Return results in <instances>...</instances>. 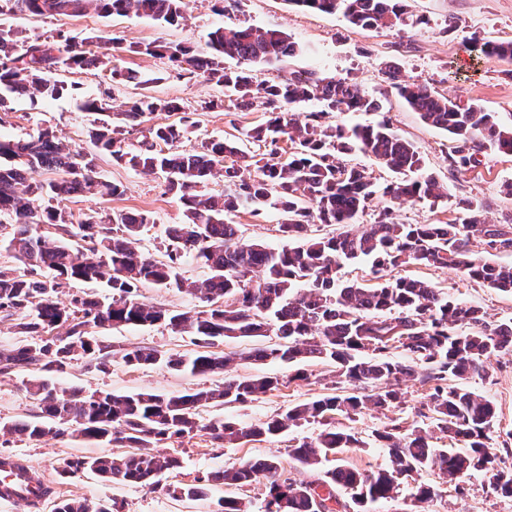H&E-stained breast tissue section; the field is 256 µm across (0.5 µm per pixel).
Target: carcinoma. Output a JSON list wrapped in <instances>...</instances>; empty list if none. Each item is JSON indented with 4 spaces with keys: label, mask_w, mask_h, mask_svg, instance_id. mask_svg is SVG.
<instances>
[{
    "label": "carcinoma",
    "mask_w": 512,
    "mask_h": 512,
    "mask_svg": "<svg viewBox=\"0 0 512 512\" xmlns=\"http://www.w3.org/2000/svg\"><path fill=\"white\" fill-rule=\"evenodd\" d=\"M305 11L340 14L363 29L406 26L405 0H285ZM90 11L103 18L134 13L154 21L178 25L186 20L185 0H0V17L26 13L43 17H78ZM118 39L105 35L80 36L58 32L53 42H26L18 31L0 22V111L7 99L27 95L55 100L69 91L55 78L59 69L81 73L103 68L112 83L132 76L112 65ZM474 51L512 65V41H474ZM297 51L295 43L277 28L219 27L204 48L189 44L149 43L135 52L166 57L188 74L224 87L228 108L242 110L259 99L268 118L247 137L268 147L258 158L241 150L231 138H204L190 150L179 145L195 123L178 121L147 128L144 148L125 149L130 129L159 112H179L173 102L141 93L127 109L110 113L102 99L82 98V112L105 114L92 130L98 154L147 174H161L169 190L179 196L185 222L168 229L165 259L156 260L140 245L141 228L155 223L149 213L104 214L88 209L78 220L61 204L75 196L110 198L123 185L103 179L97 154L83 153L42 129L27 138L0 137V215L11 218L13 232L0 238V249L12 265L0 267V319L14 322L26 344L0 350V375L17 368L35 371L28 382L38 401L41 419H18L0 424V434L20 441H39L66 431L107 446L129 447L124 456L102 453L71 460L66 477L91 472L115 483L158 485V474L180 467L179 458L162 453L168 441L193 438L203 431L211 441L241 444L274 439L310 421L322 429L313 440L301 439L288 456L301 466L319 469L330 454L360 447L352 432L336 427L335 416L350 418L372 407L393 412L401 407L407 382L431 385L429 410L433 422L463 451L434 448L428 433L408 428L398 419L376 431L386 448L387 466L365 473L336 465L290 490L283 509L275 508L274 490L282 476L276 455L246 460L237 467L196 477L173 487L181 500L207 496L213 484L244 487L262 474L267 480L265 512H336L338 490L348 491L353 512L395 497L410 474L431 471L451 484L465 475L481 473L488 488L512 495V469L494 465L492 433L494 404L472 390L467 381L488 378L487 362L512 352V321L487 320L485 312L444 295L432 284L400 277L375 286L349 283L338 276L341 265L371 261L373 273L407 266L451 268L467 279L512 294V265H500L471 254V236L480 234L491 249L512 247V238L496 224L480 220L481 204L469 198L455 202V217L444 224H404L395 221L392 207L378 209L374 223L361 230L350 225L373 206L377 193L390 201L432 205L449 197L448 189L426 170L415 146L382 121L348 126L331 121L333 114L373 112L377 104L362 86L347 78L311 75L279 81L260 80L254 67L283 62ZM245 62L232 69L227 60ZM397 94L428 125L448 133L455 158L467 167L483 149L512 154V123L504 124L476 103L461 104L419 83L400 82L398 68L388 66ZM312 100L320 109L296 118L295 109ZM288 144V148L281 144ZM359 151L403 175L383 188L365 170L347 164ZM224 172V189L203 192L209 181ZM44 173L53 177L40 178ZM49 205L37 208L33 198ZM271 206L282 214L278 232L292 242L272 249L240 237L229 216ZM312 224L338 225L342 231L315 237ZM207 268L208 276L189 282L181 275L185 256ZM95 282L111 297L99 301L83 293L58 301V294L74 282ZM176 288L195 296L204 309L187 312L163 309L145 302L140 288ZM164 324L185 334L201 347L190 357L167 355L136 347L123 361L135 367L165 363L178 372L205 376L230 363L317 360L336 365L337 377L353 391L334 393L297 404L251 425L224 418L199 424V408L209 404L247 403L273 391L280 379L272 376H234L216 388L178 395L151 392L118 394L58 390L51 377L62 374L79 356L93 358L104 369L111 358L108 346L92 336V328ZM274 335L278 342L261 344L233 356L210 347L226 338L254 339ZM437 484L422 483L413 494L414 512L439 496ZM53 512H122L110 504L62 500Z\"/></svg>",
    "instance_id": "carcinoma-1"
}]
</instances>
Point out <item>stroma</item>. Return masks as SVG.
Listing matches in <instances>:
<instances>
[{"mask_svg":"<svg viewBox=\"0 0 512 512\" xmlns=\"http://www.w3.org/2000/svg\"><path fill=\"white\" fill-rule=\"evenodd\" d=\"M185 3L187 20L179 26L160 24L134 14L103 18L93 12L69 19L17 15L8 17L7 22L19 30L21 38L30 40L48 41L61 31L116 34L122 40L112 51L116 64L148 79V88L154 96L175 101L183 111L191 113L196 126L184 140V149H191L206 137L232 134L251 154L257 152L258 147L248 139L247 133L268 117L261 103H254L242 112H227L220 108L211 112L199 111L201 101L223 98V87L186 74L173 67L167 58L140 55L134 53L133 48L149 42H189L201 48L211 31L232 23L279 27L296 43L297 52L279 65L261 66L260 79L304 77L314 72L358 80L380 102L381 109L347 113L341 115V122L366 125L388 121L395 132L415 145L426 167L448 187L449 198L437 205L426 202L395 205L399 222H448L454 217L453 200L469 197L482 202L486 223L503 225L505 231L512 233V197L502 192L503 184L512 182V155L485 150L479 154L476 166L451 167L452 143L447 133L424 123L419 114L395 94L384 74L386 65H396L402 79L427 85L463 103L478 102L487 111L497 113L503 123H511L512 78L505 72V63L479 55L471 51L470 46L476 39L512 40V0H407L413 25L401 31L354 28L341 15L295 9L285 0H241L239 8L223 15L213 12L209 0H185ZM65 80L78 83L80 96L110 97L115 108L140 91L139 86L132 83L113 89L109 72L101 70L69 74ZM94 121V115L79 111L68 95L48 103L18 98L12 102L9 111L0 114V134L19 138L49 127L76 149L91 153L95 150L90 138ZM98 170L105 179L122 183L123 194L95 205L86 198H74L66 201V209L78 214L94 205L105 213H151L155 222L143 231L141 246L154 258H163L169 244L167 228L185 220L179 200L168 192L163 177L117 165L106 156L99 158ZM281 219L280 212L270 207L256 214L243 210L231 217L244 239L275 248L285 244L278 232ZM386 276L391 280L414 276L429 281L450 297L483 308L490 319H512V295L466 279L453 270L399 267L388 270ZM99 336L112 350L107 370H98L85 358L74 360L66 373L57 377L59 388L176 395L189 389L213 387L224 381L220 374L192 376L162 364L134 368L123 362L122 353L133 347L155 348L177 356L195 352L196 347L188 336L169 327L160 324L120 327L100 331ZM230 372L241 376L267 373L279 377L282 384L277 390L245 404L203 407L200 410L202 420L226 417L242 425L255 424L290 406L333 393L337 381L331 366L317 361L290 366L241 364L232 366ZM28 378V372L21 369L0 376V423L21 416L38 418L40 409L26 390ZM469 386L495 405L498 432L512 430V353L492 358L488 379H470ZM428 394V388L419 381L408 382L405 402L396 415L406 426L428 430L433 444L441 448L447 445L448 439L427 417ZM385 423L384 415L367 409L349 419L337 418V426L355 433L362 440L361 447L343 451V464L366 472L387 465L388 453L374 438L375 431L383 428ZM320 430L319 423L311 422L290 429L276 439L242 445L217 444L202 432L190 440L168 443L165 452L178 455L182 467L166 473L162 486L153 490L104 481L91 474L62 478V470L75 457L94 456L106 449L115 454L119 451L117 445L105 449L69 434L34 442L13 439L7 446H0V456L19 459L51 487L52 493L35 507L24 501H0V512H52L55 503L63 499L115 501L122 504L123 512H212L215 501L224 496L242 498L249 512H264L266 481L261 477L239 490L220 485L212 487L206 499L195 502L174 500L165 487L187 483L194 477L272 454L279 456L283 473L289 479L296 482L312 480L314 471L291 460L288 448L295 440L314 439ZM441 490L440 497L428 504V512H512V497L493 494L485 478L478 474L463 477L456 487L442 485Z\"/></svg>","mask_w":512,"mask_h":512,"instance_id":"35a3bbf8","label":"stroma"}]
</instances>
